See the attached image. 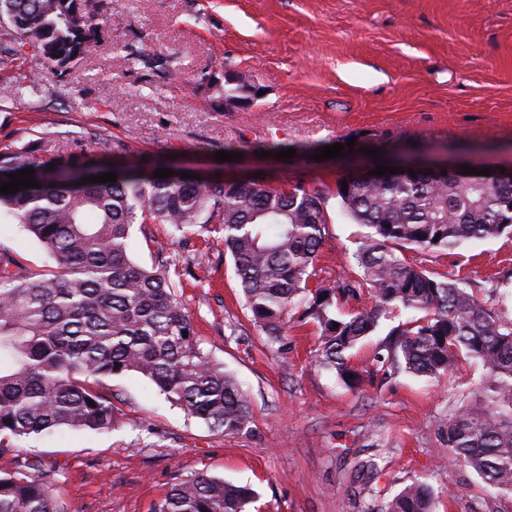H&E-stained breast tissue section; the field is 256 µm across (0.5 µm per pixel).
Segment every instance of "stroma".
<instances>
[{"label":"stroma","mask_w":512,"mask_h":512,"mask_svg":"<svg viewBox=\"0 0 512 512\" xmlns=\"http://www.w3.org/2000/svg\"><path fill=\"white\" fill-rule=\"evenodd\" d=\"M81 2L100 24L98 43L65 78L23 55L0 58V88L28 86L23 96H0V147L47 133L48 151L62 153L70 149L62 132L99 129L132 160L321 191L324 279L343 274L365 233L340 208L341 168L313 159L324 146L350 139L358 149L512 162V0ZM135 51L174 58L178 68L144 90ZM228 61L262 90L231 112L199 81ZM273 143L294 158L257 155ZM221 150L240 158L218 161ZM0 252L35 271L49 264L18 224L0 223ZM130 253L144 265L159 254L193 260L179 298L200 349L250 391L253 422L226 435L139 375L106 380L120 410L114 429L16 444V453L63 468L55 490L63 512H153L171 485L198 471L250 486L251 512H383L416 481L430 486L434 512H512V493L448 459V412L473 398L484 377L479 362L436 379L400 374L350 390L318 364L313 326L289 330L287 349L264 344L212 234L182 246L152 224L133 232ZM406 256L479 290L512 269V235Z\"/></svg>","instance_id":"35a3bbf8"}]
</instances>
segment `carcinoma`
Masks as SVG:
<instances>
[{"mask_svg":"<svg viewBox=\"0 0 512 512\" xmlns=\"http://www.w3.org/2000/svg\"><path fill=\"white\" fill-rule=\"evenodd\" d=\"M19 35L0 52H25L66 76L93 51L99 24L81 0H0V24ZM135 63L171 72L172 58L137 53ZM220 97L239 86L204 73ZM90 135L97 153L81 151ZM66 132L74 150L37 158L44 138L0 148V183L32 168L40 187L0 194V220L21 224L52 267L34 272L0 254V455L15 442L62 431L103 432L119 412L103 381L138 373L185 413L224 434L252 422L238 380L198 347L178 296L182 287L163 257L150 266L129 255L133 224H167L181 235L209 230L224 246L247 318L265 342H283L288 313L319 332V363L348 388L363 379L351 358L381 323L391 326L367 374L439 377L465 358L485 376L470 402L448 413L449 458L483 482L512 492V319L458 280L406 259L404 251L440 252L466 241L512 233V181L496 176L403 174L336 183L343 214L370 232L330 284L316 268L326 235L325 198L300 186L272 187L156 178L155 160L128 163L125 146L104 131ZM55 165L51 171L49 165ZM117 180L93 184L107 169ZM347 189H342L343 183ZM500 302L512 299V272L491 281ZM188 337H183V333ZM93 404H88V401ZM60 468L15 455L0 473V512H61L54 494ZM252 488L205 471L179 479L154 512H248ZM428 486L412 483L385 512H432Z\"/></svg>","mask_w":512,"mask_h":512,"instance_id":"obj_1","label":"carcinoma"}]
</instances>
